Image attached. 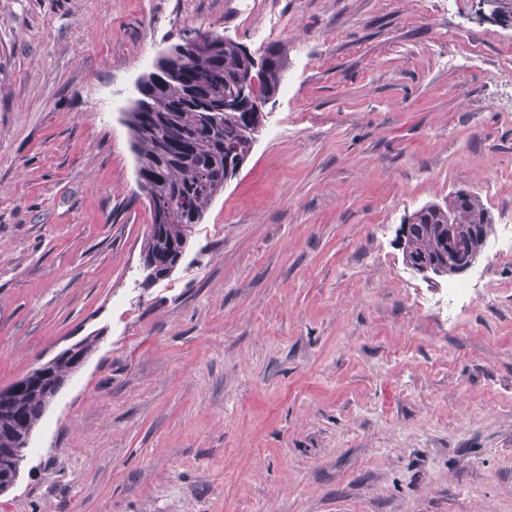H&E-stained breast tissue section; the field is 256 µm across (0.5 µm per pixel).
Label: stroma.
<instances>
[{
    "label": "stroma",
    "instance_id": "1",
    "mask_svg": "<svg viewBox=\"0 0 512 512\" xmlns=\"http://www.w3.org/2000/svg\"><path fill=\"white\" fill-rule=\"evenodd\" d=\"M283 86L166 277L125 123L196 31ZM512 30L473 0H0V387L85 337L0 512H512V261L448 287L397 231L512 217Z\"/></svg>",
    "mask_w": 512,
    "mask_h": 512
}]
</instances>
